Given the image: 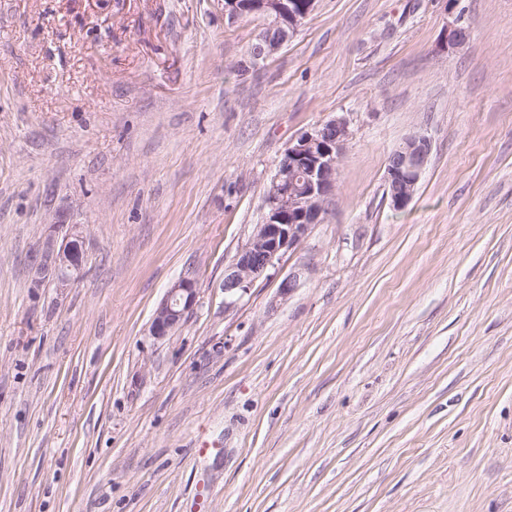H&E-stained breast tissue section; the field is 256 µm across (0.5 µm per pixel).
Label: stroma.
I'll return each mask as SVG.
<instances>
[{"mask_svg": "<svg viewBox=\"0 0 512 512\" xmlns=\"http://www.w3.org/2000/svg\"><path fill=\"white\" fill-rule=\"evenodd\" d=\"M260 29L0 0V512H512V0H318L254 67ZM338 115L323 222L226 306L279 159ZM60 220L84 275L33 286ZM430 151L429 138L423 134H413L390 155L385 180L394 208L402 209L412 199L428 164ZM197 288L191 278H181L169 288L167 297L158 307L150 327L151 336L164 339L178 329L185 315L196 303Z\"/></svg>", "mask_w": 512, "mask_h": 512, "instance_id": "1", "label": "stroma"}]
</instances>
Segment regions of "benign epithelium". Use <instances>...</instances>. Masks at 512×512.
<instances>
[{
  "mask_svg": "<svg viewBox=\"0 0 512 512\" xmlns=\"http://www.w3.org/2000/svg\"><path fill=\"white\" fill-rule=\"evenodd\" d=\"M316 7V0H255L250 12L265 19L249 56L257 65L279 53L299 32ZM349 137L348 122L337 116L302 133L284 151L266 202L264 222L257 225L247 245L224 270L227 305L247 292L285 252L295 247L327 212L338 165ZM431 143L423 134L406 138L390 155L385 180L392 206L404 208L412 199L428 164ZM85 240L80 225L57 222L33 260V281H51L60 289L82 278ZM197 288L191 278H181L169 288L150 327L151 336L163 339L178 329L196 303Z\"/></svg>",
  "mask_w": 512,
  "mask_h": 512,
  "instance_id": "benign-epithelium-1",
  "label": "benign epithelium"
}]
</instances>
